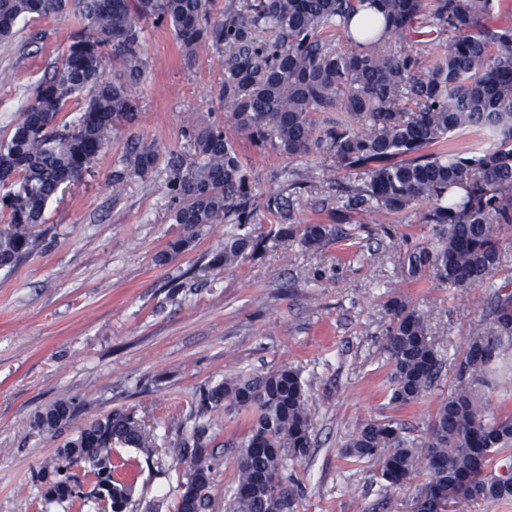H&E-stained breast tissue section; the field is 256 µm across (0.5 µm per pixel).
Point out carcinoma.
I'll return each instance as SVG.
<instances>
[{"label":"carcinoma","instance_id":"1","mask_svg":"<svg viewBox=\"0 0 512 512\" xmlns=\"http://www.w3.org/2000/svg\"><path fill=\"white\" fill-rule=\"evenodd\" d=\"M498 0H244L235 13L214 20L210 0H0V41L15 35L29 15L53 17L76 6L79 30L39 85L9 134L0 138V268L12 267L42 247L37 227L49 200L79 180L95 162L112 129L136 126L135 94L151 68L142 48L146 25L169 27L189 53L210 44L224 69L218 100L227 123L259 145L291 159L325 155L345 172L338 224H292L302 183L292 178L264 200L252 192L235 141L219 124L184 130L195 159L166 160L165 191L173 220L189 228L231 224L211 264L229 267L256 257L270 239H293L320 252L355 236L359 215H395L425 203L423 220L435 237L407 246L401 264L411 280L430 275L456 286H483L481 327L453 364V387L421 435L392 420L360 423L342 445L345 457L365 463L384 490L425 475L428 492L442 487L455 502L512 501V417H491L477 392L489 376L512 371V292L492 278L501 266L503 227L512 224V26L486 23ZM377 6L359 33L362 7ZM448 35L433 59L417 50L420 30ZM112 74H107V70ZM81 116L64 118L68 103ZM465 131L479 142L448 150ZM160 161L155 141L128 140L112 180H149ZM275 227L254 236L248 225L260 212ZM389 322L381 350L389 366V402L406 407L434 387L446 363L430 334L427 312L401 295L388 297ZM250 411L248 435L235 457L237 480L229 512H290L302 494L284 474L286 462L310 458L315 447L309 385L292 366L238 374L200 390L194 424L178 443L186 463L177 512L211 506L213 463L206 453L213 417ZM76 408L56 402L39 411L38 434L57 433ZM138 449L160 457L134 413L114 410L82 425L57 457L37 474L73 480L62 492L46 487L48 504L78 512H126L133 480L130 463L103 449ZM84 464V478L70 467Z\"/></svg>","mask_w":512,"mask_h":512}]
</instances>
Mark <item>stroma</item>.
I'll use <instances>...</instances> for the list:
<instances>
[{"instance_id": "35a3bbf8", "label": "stroma", "mask_w": 512, "mask_h": 512, "mask_svg": "<svg viewBox=\"0 0 512 512\" xmlns=\"http://www.w3.org/2000/svg\"><path fill=\"white\" fill-rule=\"evenodd\" d=\"M78 28L73 9L53 18L31 15L14 39L0 42V136L32 102ZM143 47L151 71L137 88L138 124L114 129L90 171L51 200L43 249L0 269V512H42L39 469L77 426L116 409L134 412L163 450L157 464L136 449L115 448L137 472L127 512H176L184 465L175 446L193 424L200 387L283 366L301 370L310 384L316 439L312 457L285 470L303 488L293 512H374L383 496L386 512H412L426 477L384 494L366 464L340 453L346 436L370 419L389 417L423 434L452 386L447 369L419 403H389L383 305L398 293L426 311L438 352L450 363L480 320L484 288L406 278L400 245L433 235L423 203L396 215H363L355 238L318 253L285 241L257 259L210 268L230 225L175 223L165 172L148 183L116 184L112 171L134 133L161 152L191 156L184 127L224 121V72L211 45L186 53L165 27L146 26ZM235 141L257 194L278 193L282 172L296 168L314 178L316 189L303 192L295 220L330 223L337 207L330 185L343 178L330 158L291 161L245 136ZM187 235L190 249L162 260L169 242ZM57 401L77 406L73 424L53 438L36 434L34 414ZM248 430L244 412L215 420L208 512H225Z\"/></svg>"}]
</instances>
